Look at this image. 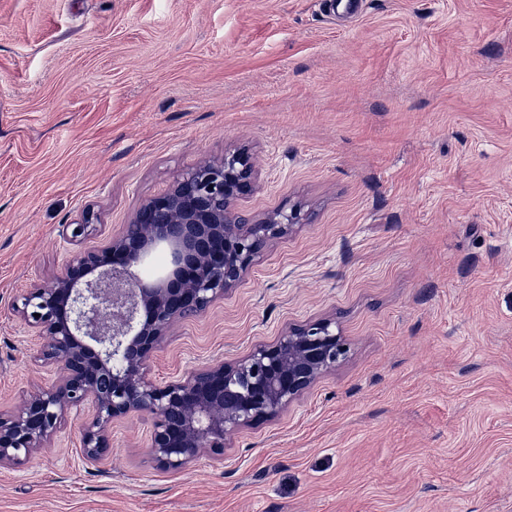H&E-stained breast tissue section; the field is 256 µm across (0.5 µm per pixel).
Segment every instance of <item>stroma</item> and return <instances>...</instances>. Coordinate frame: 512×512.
<instances>
[{"label":"stroma","mask_w":512,"mask_h":512,"mask_svg":"<svg viewBox=\"0 0 512 512\" xmlns=\"http://www.w3.org/2000/svg\"><path fill=\"white\" fill-rule=\"evenodd\" d=\"M240 147L239 220H300L147 378L324 318L346 358L180 472L145 413L87 463L81 403L0 467V512H512V0H0V411L57 373L13 311L30 284Z\"/></svg>","instance_id":"1"}]
</instances>
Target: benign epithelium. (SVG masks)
Here are the masks:
<instances>
[{"mask_svg": "<svg viewBox=\"0 0 512 512\" xmlns=\"http://www.w3.org/2000/svg\"><path fill=\"white\" fill-rule=\"evenodd\" d=\"M257 177L246 148L202 160L99 248L73 252L50 283L30 286L13 310L42 337L36 359L58 366L59 374L0 412V466L51 447L68 411L89 400V460L110 451L115 419L147 412L152 458L180 471L205 452L222 454L229 435L275 417L345 357L335 322L323 319L284 332L242 360L207 363L164 385L146 378L173 324L222 298L268 241L298 223L296 208L238 223L233 205L253 191ZM160 243L171 247L172 269L145 284L135 268Z\"/></svg>", "mask_w": 512, "mask_h": 512, "instance_id": "1", "label": "benign epithelium"}]
</instances>
